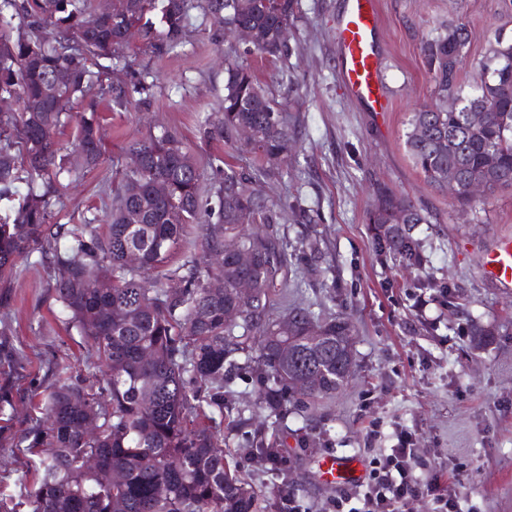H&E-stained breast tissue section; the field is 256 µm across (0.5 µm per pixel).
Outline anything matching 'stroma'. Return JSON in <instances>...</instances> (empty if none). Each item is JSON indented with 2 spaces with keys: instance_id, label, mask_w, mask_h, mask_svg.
I'll return each instance as SVG.
<instances>
[{
  "instance_id": "1",
  "label": "stroma",
  "mask_w": 512,
  "mask_h": 512,
  "mask_svg": "<svg viewBox=\"0 0 512 512\" xmlns=\"http://www.w3.org/2000/svg\"><path fill=\"white\" fill-rule=\"evenodd\" d=\"M377 2L383 112L351 98L339 79L335 30L345 0H297L284 60L243 56V44L207 16L205 0H194L183 44L162 57L142 52L132 60L149 87L148 101L133 98L123 110L101 103V161L64 182L54 219L109 223L127 143L167 132L182 140L204 176H211L215 158L252 174L251 191L278 207L275 223L259 232L285 255L289 301L349 317L354 326L347 382L315 405L289 404L287 417L257 409L258 385L249 374L224 380L231 417L221 425L224 448L263 512H278L284 486L309 512H327L339 489L320 480L318 459L391 447L403 429L414 437L426 473H441L455 489L461 512H512V288L481 273L485 257L512 239V188L498 189L484 204H461L431 186L405 148L412 112L435 100L424 41L443 25L465 24L470 44L462 78L472 84L495 35L512 38V11L502 0ZM239 56L294 136L266 175L256 173L246 147L202 136L222 110L224 61ZM384 186L431 217L413 231L423 243L428 287H417L375 246L367 215ZM53 283L39 255H31L18 262L11 299L0 306V332L24 366L15 421L0 440V491L16 497L32 486L29 458L17 443L30 424L33 396L44 394L61 370L105 371L88 343L68 330ZM475 324L491 331L479 346L470 336ZM257 428L278 437L288 460L281 473L254 460L250 439Z\"/></svg>"
}]
</instances>
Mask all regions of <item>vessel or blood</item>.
I'll return each mask as SVG.
<instances>
[{
	"label": "vessel or blood",
	"instance_id": "b4317fda",
	"mask_svg": "<svg viewBox=\"0 0 512 512\" xmlns=\"http://www.w3.org/2000/svg\"><path fill=\"white\" fill-rule=\"evenodd\" d=\"M377 22L375 0H346V9L336 24V37L345 86L372 111L382 112L387 102L381 93V60L375 41ZM483 271L503 286H512V241L504 242L496 253L489 255ZM318 471L321 480L333 486L354 484L364 474L361 461L353 456H324L318 461Z\"/></svg>",
	"mask_w": 512,
	"mask_h": 512
}]
</instances>
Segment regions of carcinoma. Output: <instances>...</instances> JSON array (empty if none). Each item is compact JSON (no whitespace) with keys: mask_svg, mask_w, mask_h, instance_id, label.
I'll return each mask as SVG.
<instances>
[{"mask_svg":"<svg viewBox=\"0 0 512 512\" xmlns=\"http://www.w3.org/2000/svg\"><path fill=\"white\" fill-rule=\"evenodd\" d=\"M296 0H207L215 23L257 30L253 53L288 56V32ZM95 0H0V96L19 111L0 119V200L11 203L0 218V300L10 298L19 260L38 252L58 274L56 300L67 328L90 343L104 375L61 378L51 385L39 413L21 440L38 458L27 512H259L253 488L225 462L220 423L224 376H256L260 407L281 415L288 400L307 406L336 394L353 364L345 317L322 318L288 305V287H275L284 266L281 251L242 227L273 223L250 191L251 176L212 168L215 200L202 195L203 174L182 164V143L171 134L127 147L144 161L125 172L113 189L112 222L59 224L52 220L56 186L74 169L55 140L74 121L76 152L84 168L103 154L99 97L91 93L102 71L126 59V32L163 56L186 34L190 0H112L98 26H86ZM469 34L450 24L423 42L436 102L419 106L405 145L426 181L447 188L448 172L484 184V198L512 186V41L490 43L479 81L464 92L461 71ZM59 80L58 96L44 112L24 105L45 97ZM147 87L139 80L101 92L115 109ZM81 111H74V106ZM482 110L479 123L467 109ZM252 131L250 151L269 161L288 151L292 135L273 101L242 61L227 63L223 112L203 129L204 137L238 141ZM160 179L169 194L152 195ZM179 209L176 222L170 212ZM201 224L203 260L171 263L193 224ZM379 251L408 271L421 272L425 256L412 234L428 217L410 201L382 187L368 215ZM141 255L137 268L126 251ZM251 253L249 262L240 253ZM250 280L255 296L240 301L238 284ZM221 280L224 288H208ZM240 312L230 326L224 313ZM15 349L0 340V372L20 374ZM97 433H85L86 421ZM252 454L269 465L279 457L275 440L257 432ZM119 473L122 480L113 481Z\"/></svg>","mask_w":512,"mask_h":512,"instance_id":"obj_1","label":"carcinoma"}]
</instances>
